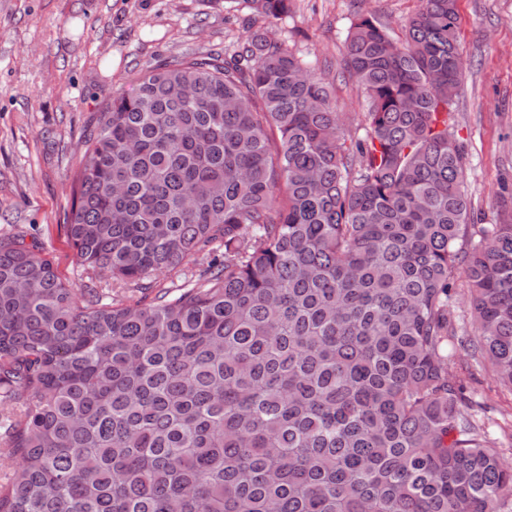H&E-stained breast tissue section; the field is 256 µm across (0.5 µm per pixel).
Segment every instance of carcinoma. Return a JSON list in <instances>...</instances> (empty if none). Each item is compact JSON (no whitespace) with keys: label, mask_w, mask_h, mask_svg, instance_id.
Instances as JSON below:
<instances>
[{"label":"carcinoma","mask_w":512,"mask_h":512,"mask_svg":"<svg viewBox=\"0 0 512 512\" xmlns=\"http://www.w3.org/2000/svg\"><path fill=\"white\" fill-rule=\"evenodd\" d=\"M244 2L272 23L292 6ZM416 2L399 35L370 12L349 27L360 138L261 30L112 96L63 224L83 287L0 239V512L512 508L486 407L450 373L464 353L512 392V222L467 241L457 0ZM192 258L169 297L156 275ZM104 272L140 300L104 301ZM453 316L460 336H475L476 329L470 308V292L467 284L462 279L456 283Z\"/></svg>","instance_id":"carcinoma-1"}]
</instances>
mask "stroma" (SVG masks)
I'll use <instances>...</instances> for the list:
<instances>
[{
    "mask_svg": "<svg viewBox=\"0 0 512 512\" xmlns=\"http://www.w3.org/2000/svg\"><path fill=\"white\" fill-rule=\"evenodd\" d=\"M415 0H292L277 25L243 0H0V238L43 247L60 278L81 284L61 226L82 141L113 95L140 71L201 52L234 50L247 29L274 38L327 78L348 135H363L364 99L340 76L354 16L372 12L392 28ZM464 78L449 116L468 153L466 189L474 224L505 217L512 198V0H458ZM468 389L491 408L486 425L512 462V393L471 363Z\"/></svg>",
    "mask_w": 512,
    "mask_h": 512,
    "instance_id": "stroma-1",
    "label": "stroma"
}]
</instances>
